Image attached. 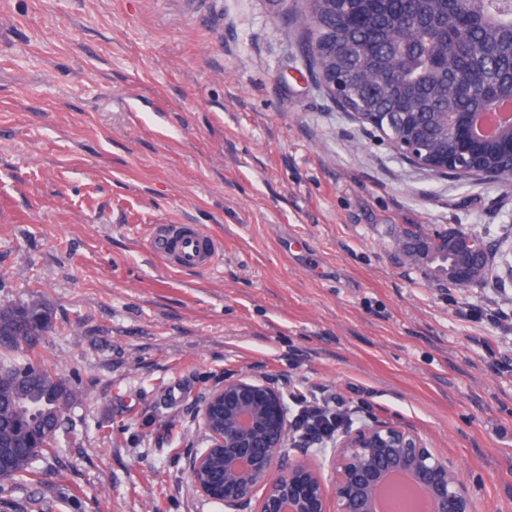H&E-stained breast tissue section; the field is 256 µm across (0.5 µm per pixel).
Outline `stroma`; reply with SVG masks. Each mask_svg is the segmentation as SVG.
<instances>
[{
	"mask_svg": "<svg viewBox=\"0 0 512 512\" xmlns=\"http://www.w3.org/2000/svg\"><path fill=\"white\" fill-rule=\"evenodd\" d=\"M297 0H0V303L40 296L36 357L78 387L56 450L0 482L34 512H224L189 473L229 376L369 393L366 414L512 512V284L460 292L395 247L512 248V184L438 176L341 110ZM197 224L217 265L147 247ZM500 312L498 322L478 312ZM111 442H104L105 430ZM147 246L169 267L207 270L219 260L222 243L196 224H158ZM454 232L446 233L435 229L432 231L431 235L426 236L429 246L433 249V252L438 254L435 256L436 261L441 260L445 264H447L449 261L453 262V257L446 251H455L462 247L471 249V241L469 240L470 233L464 229H458L457 236L444 243L443 249L445 252L441 250L437 244V241L443 238H448V235H451Z\"/></svg>",
	"mask_w": 512,
	"mask_h": 512,
	"instance_id": "obj_1",
	"label": "stroma"
}]
</instances>
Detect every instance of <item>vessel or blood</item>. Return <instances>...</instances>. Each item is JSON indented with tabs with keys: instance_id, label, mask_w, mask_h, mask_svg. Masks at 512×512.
<instances>
[{
	"instance_id": "b4317fda",
	"label": "vessel or blood",
	"mask_w": 512,
	"mask_h": 512,
	"mask_svg": "<svg viewBox=\"0 0 512 512\" xmlns=\"http://www.w3.org/2000/svg\"><path fill=\"white\" fill-rule=\"evenodd\" d=\"M148 247L169 267L207 270L219 260L222 244L196 224L155 225Z\"/></svg>"
}]
</instances>
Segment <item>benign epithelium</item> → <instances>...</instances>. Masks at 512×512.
Returning <instances> with one entry per match:
<instances>
[{"mask_svg": "<svg viewBox=\"0 0 512 512\" xmlns=\"http://www.w3.org/2000/svg\"><path fill=\"white\" fill-rule=\"evenodd\" d=\"M478 116H452L450 126L469 156L486 138ZM410 255L430 249L412 235L399 243ZM475 269L451 265L448 278L469 282ZM209 446L197 453L191 477L201 494L224 512H374L373 503L393 474L406 475L428 498V512H478L470 485L448 457L416 430L373 421L336 433L323 461L293 447L288 406L273 384L249 376L224 379L198 410Z\"/></svg>", "mask_w": 512, "mask_h": 512, "instance_id": "7a95c632", "label": "benign epithelium"}]
</instances>
